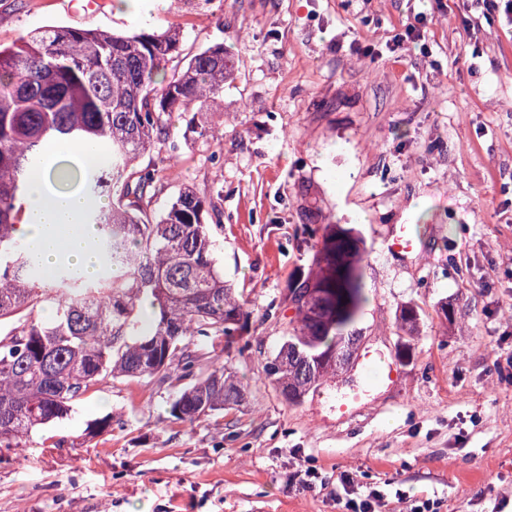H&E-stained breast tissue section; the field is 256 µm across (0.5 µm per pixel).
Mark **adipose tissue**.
<instances>
[{"mask_svg": "<svg viewBox=\"0 0 512 512\" xmlns=\"http://www.w3.org/2000/svg\"><path fill=\"white\" fill-rule=\"evenodd\" d=\"M84 208L80 195L57 193L44 180H36L25 224L34 234L32 247L45 272L76 267L89 275L95 273L98 258L80 221Z\"/></svg>", "mask_w": 512, "mask_h": 512, "instance_id": "obj_1", "label": "adipose tissue"}]
</instances>
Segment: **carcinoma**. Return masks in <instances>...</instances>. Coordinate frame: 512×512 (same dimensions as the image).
I'll use <instances>...</instances> for the list:
<instances>
[{"label": "carcinoma", "mask_w": 512, "mask_h": 512, "mask_svg": "<svg viewBox=\"0 0 512 512\" xmlns=\"http://www.w3.org/2000/svg\"><path fill=\"white\" fill-rule=\"evenodd\" d=\"M183 30H91L50 24L0 47V465L15 461L31 433L69 419L101 382L156 379L176 388L169 413L192 427L240 397L225 375V345L242 339L249 300L224 282L214 228L221 194L182 186L165 203L181 157L170 141L173 115L186 131L217 142L212 120L224 105L233 62L216 41L181 66ZM52 145L93 147L101 162ZM157 154L159 161L140 160ZM40 174L59 192L79 191L82 220L101 258L97 272L46 275L21 231ZM353 229L304 224L314 241L307 276L289 291L303 302L265 368L281 392L301 397L336 377L343 342L356 336L367 301L365 247L335 251ZM325 297L308 307L305 293ZM420 314L407 305L400 330ZM112 429V414L85 434Z\"/></svg>", "instance_id": "cac0c4a2"}]
</instances>
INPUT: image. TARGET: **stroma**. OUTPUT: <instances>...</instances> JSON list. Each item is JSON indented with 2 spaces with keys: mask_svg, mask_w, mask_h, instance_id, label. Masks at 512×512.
<instances>
[{
  "mask_svg": "<svg viewBox=\"0 0 512 512\" xmlns=\"http://www.w3.org/2000/svg\"><path fill=\"white\" fill-rule=\"evenodd\" d=\"M418 12L422 41L395 46ZM53 23L177 24L181 59L218 38L231 50L220 145L177 117L170 133L174 186L223 192L224 280L250 299L249 345L223 362L244 392L187 427L168 385L107 381L0 465V512H347L370 494L375 512L427 499L512 512V20L476 0H0V45ZM359 44L374 53L357 57ZM327 223L366 241L356 327L402 376L371 383L353 362L291 403L265 367L294 314L288 285L312 260L296 229ZM398 224L413 254L388 250ZM409 304L414 336L399 329ZM106 414L111 431L85 436Z\"/></svg>",
  "mask_w": 512,
  "mask_h": 512,
  "instance_id": "stroma-1",
  "label": "stroma"
}]
</instances>
